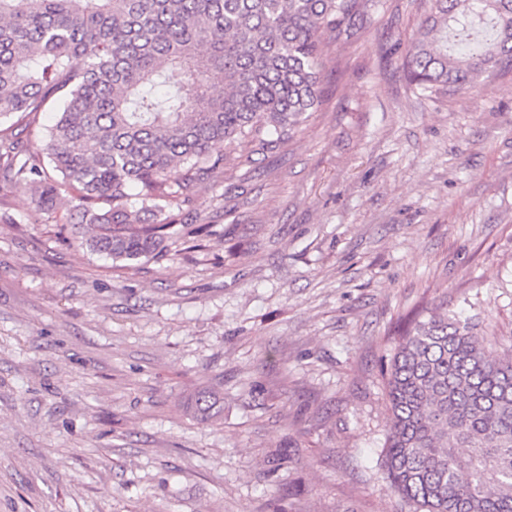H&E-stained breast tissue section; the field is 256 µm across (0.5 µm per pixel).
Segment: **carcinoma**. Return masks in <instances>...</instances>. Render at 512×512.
I'll return each mask as SVG.
<instances>
[{
	"mask_svg": "<svg viewBox=\"0 0 512 512\" xmlns=\"http://www.w3.org/2000/svg\"><path fill=\"white\" fill-rule=\"evenodd\" d=\"M364 0H0V206L29 192L86 250L127 270L171 256L196 189L226 151L292 140L321 101V36L348 42ZM423 96L512 74V0H426L402 62ZM178 71L182 81L160 96ZM60 106L42 147L31 126ZM443 305L401 330L386 379L384 467L415 512H512V352ZM188 415L213 421L200 389Z\"/></svg>",
	"mask_w": 512,
	"mask_h": 512,
	"instance_id": "1",
	"label": "carcinoma"
}]
</instances>
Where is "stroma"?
I'll return each mask as SVG.
<instances>
[{"label": "stroma", "instance_id": "1", "mask_svg": "<svg viewBox=\"0 0 512 512\" xmlns=\"http://www.w3.org/2000/svg\"><path fill=\"white\" fill-rule=\"evenodd\" d=\"M420 0L325 39L298 135L197 189L199 251L139 269L0 217V512H411L382 370L415 308L512 336V76L414 93ZM224 416L181 402L201 389ZM222 400L218 393L209 389H200L185 398L183 407L192 418L208 422L221 417Z\"/></svg>", "mask_w": 512, "mask_h": 512}]
</instances>
